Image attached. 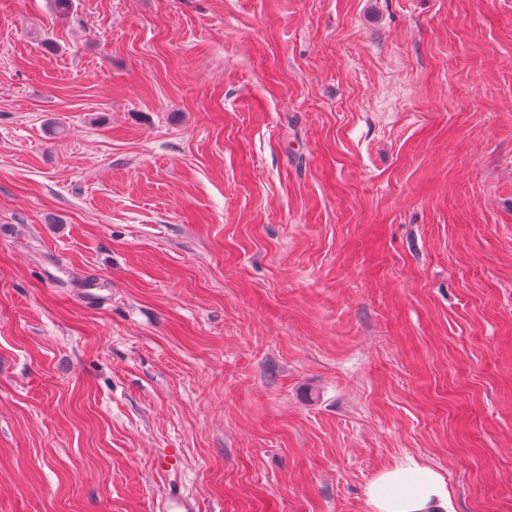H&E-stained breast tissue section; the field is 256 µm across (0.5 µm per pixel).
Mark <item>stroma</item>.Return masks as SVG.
<instances>
[{
  "label": "stroma",
  "instance_id": "1",
  "mask_svg": "<svg viewBox=\"0 0 512 512\" xmlns=\"http://www.w3.org/2000/svg\"><path fill=\"white\" fill-rule=\"evenodd\" d=\"M407 460L512 512V0H0V512Z\"/></svg>",
  "mask_w": 512,
  "mask_h": 512
}]
</instances>
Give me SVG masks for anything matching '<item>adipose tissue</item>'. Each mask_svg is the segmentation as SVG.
<instances>
[{"label": "adipose tissue", "mask_w": 512, "mask_h": 512, "mask_svg": "<svg viewBox=\"0 0 512 512\" xmlns=\"http://www.w3.org/2000/svg\"><path fill=\"white\" fill-rule=\"evenodd\" d=\"M368 496L376 512H437L442 506L438 475L416 465L383 471Z\"/></svg>", "instance_id": "adipose-tissue-1"}]
</instances>
